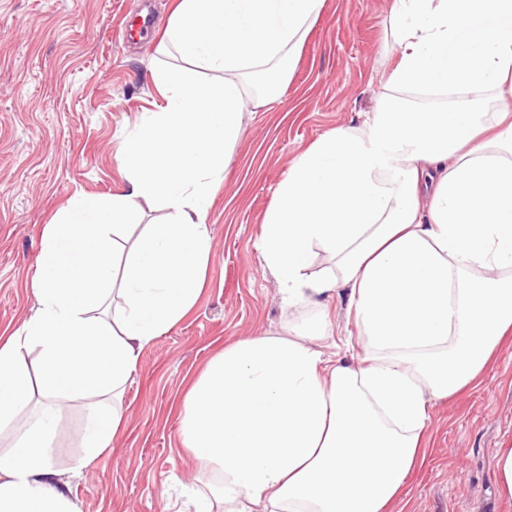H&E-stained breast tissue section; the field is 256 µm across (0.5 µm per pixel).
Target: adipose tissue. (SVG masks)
I'll return each instance as SVG.
<instances>
[{
    "label": "adipose tissue",
    "mask_w": 512,
    "mask_h": 512,
    "mask_svg": "<svg viewBox=\"0 0 512 512\" xmlns=\"http://www.w3.org/2000/svg\"><path fill=\"white\" fill-rule=\"evenodd\" d=\"M321 4L178 0L162 50L180 63L157 74L165 103L122 145L128 190L46 225L37 309L0 340V433H13L0 512H78L54 467L62 410L89 399L85 446L93 457L111 446L141 349L203 286L242 79L263 76L254 103L273 104ZM390 19L389 96L294 160L259 243L286 305L348 290L364 355L331 365L266 332L209 364L185 397L181 439L217 470L224 512H385L419 461L428 398L478 379L512 334V0H393ZM191 65L224 78L197 82ZM486 90L500 102L489 114L397 98ZM144 200L167 218L124 247ZM317 246L335 270L311 272Z\"/></svg>",
    "instance_id": "obj_1"
}]
</instances>
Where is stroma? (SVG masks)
Listing matches in <instances>:
<instances>
[{
	"instance_id": "1",
	"label": "stroma",
	"mask_w": 512,
	"mask_h": 512,
	"mask_svg": "<svg viewBox=\"0 0 512 512\" xmlns=\"http://www.w3.org/2000/svg\"><path fill=\"white\" fill-rule=\"evenodd\" d=\"M143 0H0V336L37 301L33 278L46 224L86 195L126 189L120 148L164 100L155 76L169 58L159 37L135 48L118 37ZM392 0H323L295 67L271 108L246 106L224 182L206 222L211 253L187 315L140 352L123 394L124 419L84 468L88 402L61 414L55 466L79 512H193L192 493L217 484L181 444L184 400L226 344L267 331L330 327L315 346L355 362L364 350L344 289L287 306L256 243L288 170L321 135L356 126L384 94ZM512 446V340L482 376L430 402L422 463L387 512H512L497 488L495 454Z\"/></svg>"
}]
</instances>
